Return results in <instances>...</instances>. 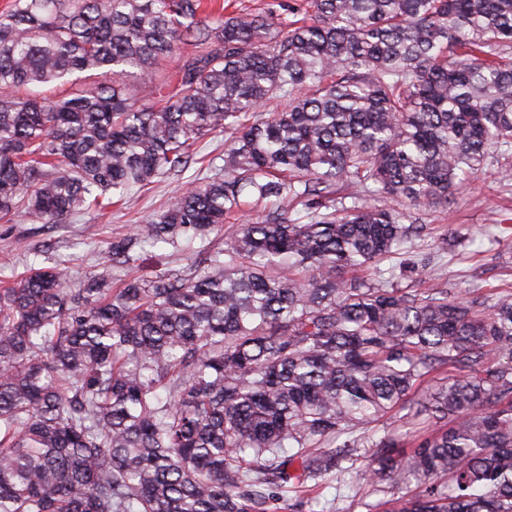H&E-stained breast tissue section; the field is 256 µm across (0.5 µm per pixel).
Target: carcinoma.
Instances as JSON below:
<instances>
[{"label": "carcinoma", "instance_id": "obj_1", "mask_svg": "<svg viewBox=\"0 0 512 512\" xmlns=\"http://www.w3.org/2000/svg\"><path fill=\"white\" fill-rule=\"evenodd\" d=\"M297 12L0 13L1 224L102 215L230 134L221 174L82 287L42 268L0 286V512H302L333 479L386 512H512V287L413 289L384 265L426 230L408 211L512 177V0ZM247 196L276 207L202 270L111 281Z\"/></svg>", "mask_w": 512, "mask_h": 512}]
</instances>
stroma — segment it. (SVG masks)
<instances>
[{"instance_id":"1","label":"stroma","mask_w":512,"mask_h":512,"mask_svg":"<svg viewBox=\"0 0 512 512\" xmlns=\"http://www.w3.org/2000/svg\"><path fill=\"white\" fill-rule=\"evenodd\" d=\"M193 177L190 170L163 175L152 189L131 193L125 208L109 210L101 217L77 214L58 224H43L22 213L13 223L0 224V282L13 281L28 268L44 267L60 270L67 287H77L90 272L100 269L113 238L146 224ZM417 218L438 233L462 229L469 234V248L476 256L469 262L458 261L450 254L438 258L429 240L416 241L413 253L404 252L393 259L401 268L405 284L430 288L442 282L456 288H490L512 277V229L506 226L507 220H512V188L495 177L480 176L447 211L426 210ZM198 249L194 243L176 252L160 244L148 248L136 266L114 268L110 274L116 283L130 277L148 279L165 270L188 266Z\"/></svg>"}]
</instances>
